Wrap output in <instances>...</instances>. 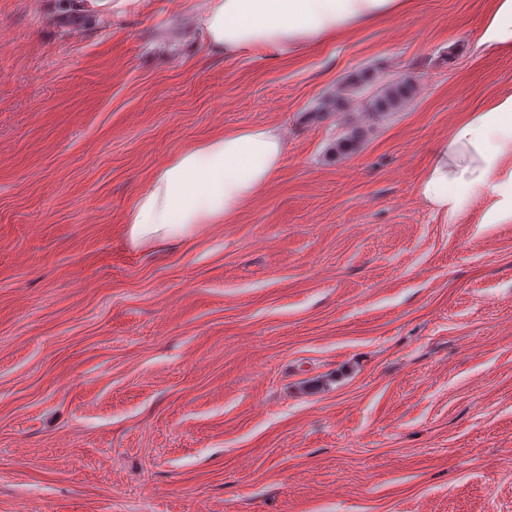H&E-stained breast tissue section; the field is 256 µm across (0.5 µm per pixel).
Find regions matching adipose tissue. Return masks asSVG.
I'll list each match as a JSON object with an SVG mask.
<instances>
[{"instance_id":"obj_1","label":"adipose tissue","mask_w":512,"mask_h":512,"mask_svg":"<svg viewBox=\"0 0 512 512\" xmlns=\"http://www.w3.org/2000/svg\"><path fill=\"white\" fill-rule=\"evenodd\" d=\"M410 0H201L196 27L232 60L244 53L279 58L335 40L404 12ZM480 41L512 49V0H491ZM286 142L279 128L254 125L216 134L174 153L144 183L126 215V234L150 249L198 238L211 224L234 223L275 179ZM418 192L456 223L477 196L481 221L512 223V92L462 115L435 149Z\"/></svg>"}]
</instances>
